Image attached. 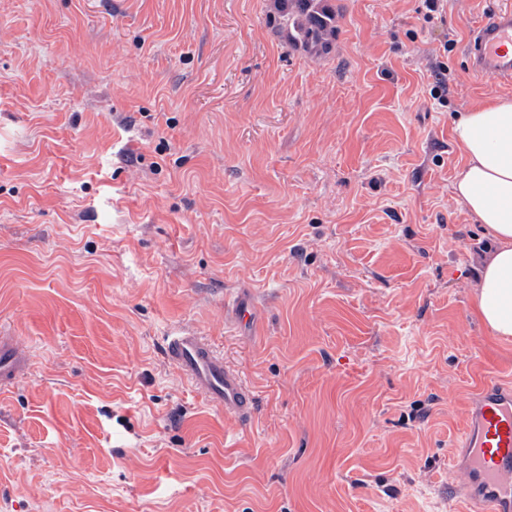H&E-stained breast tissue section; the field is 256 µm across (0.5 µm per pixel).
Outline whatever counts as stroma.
<instances>
[{"label":"stroma","mask_w":512,"mask_h":512,"mask_svg":"<svg viewBox=\"0 0 512 512\" xmlns=\"http://www.w3.org/2000/svg\"><path fill=\"white\" fill-rule=\"evenodd\" d=\"M0 0V512H466L448 484L512 340L455 201L473 25L506 0ZM448 68V95L432 96ZM248 310L239 321L235 308ZM206 336L242 425L167 361ZM280 2V25L290 45L324 51L332 44L336 32V12L326 0H277ZM26 363L25 356L13 345L10 338H0V388L6 389L14 385L23 375Z\"/></svg>","instance_id":"35a3bbf8"}]
</instances>
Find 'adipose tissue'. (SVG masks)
<instances>
[{"label": "adipose tissue", "mask_w": 512, "mask_h": 512, "mask_svg": "<svg viewBox=\"0 0 512 512\" xmlns=\"http://www.w3.org/2000/svg\"><path fill=\"white\" fill-rule=\"evenodd\" d=\"M452 133L466 157L453 185L455 198L492 238L474 285L475 310L506 341L512 339V99L460 114Z\"/></svg>", "instance_id": "1"}]
</instances>
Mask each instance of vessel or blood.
Masks as SVG:
<instances>
[{"instance_id":"obj_1","label":"vessel or blood","mask_w":512,"mask_h":512,"mask_svg":"<svg viewBox=\"0 0 512 512\" xmlns=\"http://www.w3.org/2000/svg\"><path fill=\"white\" fill-rule=\"evenodd\" d=\"M467 59L474 76L512 82V4L473 26ZM164 352L212 405L242 421L252 418L253 392L225 368L223 358L201 336L171 328ZM25 363L12 339L1 337V389L19 380ZM462 447L467 465L463 494L469 512H512V388L492 381L481 384L469 408Z\"/></svg>"}]
</instances>
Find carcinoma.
I'll use <instances>...</instances> for the list:
<instances>
[{
    "mask_svg": "<svg viewBox=\"0 0 512 512\" xmlns=\"http://www.w3.org/2000/svg\"><path fill=\"white\" fill-rule=\"evenodd\" d=\"M280 25L290 45L324 51L336 32V12L324 0H279Z\"/></svg>",
    "mask_w": 512,
    "mask_h": 512,
    "instance_id": "1",
    "label": "carcinoma"
}]
</instances>
